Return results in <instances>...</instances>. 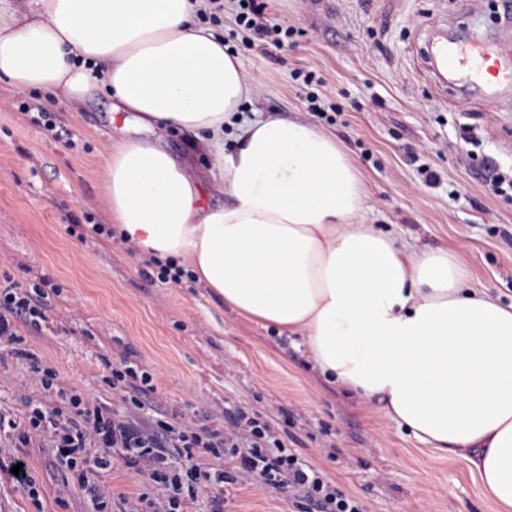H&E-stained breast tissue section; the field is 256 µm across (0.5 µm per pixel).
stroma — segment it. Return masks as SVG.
<instances>
[{"instance_id":"stroma-1","label":"stroma","mask_w":512,"mask_h":512,"mask_svg":"<svg viewBox=\"0 0 512 512\" xmlns=\"http://www.w3.org/2000/svg\"><path fill=\"white\" fill-rule=\"evenodd\" d=\"M259 2L264 23L292 29L285 46L244 45L228 8L201 18L253 86L246 116L309 117L306 89L292 74L314 71L339 107L314 123L336 135L359 168L366 223L456 252L472 287L511 303L512 189L493 192L471 156H490L512 172V95L444 91L417 35L433 19L452 28L476 20L492 32L496 0H482L474 18L463 0ZM37 110L53 113L70 143L32 124ZM465 127L476 144L461 140ZM123 135L139 131L113 120L106 91L74 103L0 83V275L52 290L45 328H18L25 356L0 348V414L23 423L29 403L60 408L66 394L127 414L130 404L110 380L113 365L128 360L152 374L161 406L141 412L142 421L219 429L228 427V411L255 413L364 512H498L465 460L439 457L378 405L328 381L307 360L301 337L238 314L203 286L148 282L135 244L91 232V223L109 221L103 168L111 138ZM422 164L438 174L435 186L424 185ZM33 357L56 371V390H43ZM29 436L24 445L16 432H0V465L22 463L32 481L0 479V512H123L155 492L148 472L117 458L101 471L104 499L95 501L48 436ZM224 498V512L292 508L287 492L246 478L226 486Z\"/></svg>"}]
</instances>
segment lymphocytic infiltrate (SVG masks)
Listing matches in <instances>:
<instances>
[{
    "mask_svg": "<svg viewBox=\"0 0 512 512\" xmlns=\"http://www.w3.org/2000/svg\"><path fill=\"white\" fill-rule=\"evenodd\" d=\"M239 27L250 38H271L274 44L290 37V30L265 26L258 21L257 0H229ZM49 294L41 286H21L12 279L0 284V341L16 344L17 327L41 330L47 321ZM113 387L129 388L135 409L154 406L150 373L125 361L112 370ZM30 428L41 429L51 437L61 457L79 464V484L87 491L99 490L97 476L113 457H121L128 468L148 469L150 479L168 493L169 512H182L185 494L198 486L210 489V512H224V488L243 475L254 476L259 486L288 488L295 512H363L354 497L333 485L324 473L301 458L273 432L269 423L237 413L233 433L202 427L185 433L165 420L145 426L133 416L115 417L101 405L75 395L67 411L53 414L31 406ZM183 449L190 465L184 474L172 472L169 457ZM209 454L207 468L194 464L195 450ZM231 458L232 469H225L224 458Z\"/></svg>",
    "mask_w": 512,
    "mask_h": 512,
    "instance_id": "1",
    "label": "lymphocytic infiltrate"
}]
</instances>
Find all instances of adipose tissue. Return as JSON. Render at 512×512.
Returning <instances> with one entry per match:
<instances>
[{
	"label": "adipose tissue",
	"instance_id": "obj_1",
	"mask_svg": "<svg viewBox=\"0 0 512 512\" xmlns=\"http://www.w3.org/2000/svg\"><path fill=\"white\" fill-rule=\"evenodd\" d=\"M203 4L0 0V82L74 102L104 87L139 127L195 134L223 203H204L202 173L158 143L123 139L104 169L117 233L303 337L322 375L467 460L512 512V303L470 287L453 251L366 224L354 161L312 123L263 115L225 149L252 86Z\"/></svg>",
	"mask_w": 512,
	"mask_h": 512
}]
</instances>
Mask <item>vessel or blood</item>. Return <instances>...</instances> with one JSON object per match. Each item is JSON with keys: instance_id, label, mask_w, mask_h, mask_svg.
I'll list each match as a JSON object with an SVG mask.
<instances>
[{"instance_id": "1", "label": "vessel or blood", "mask_w": 512, "mask_h": 512, "mask_svg": "<svg viewBox=\"0 0 512 512\" xmlns=\"http://www.w3.org/2000/svg\"><path fill=\"white\" fill-rule=\"evenodd\" d=\"M507 19L495 39L468 31L437 36L426 43V54L438 73L463 77L468 87L512 86V0H499Z\"/></svg>"}]
</instances>
